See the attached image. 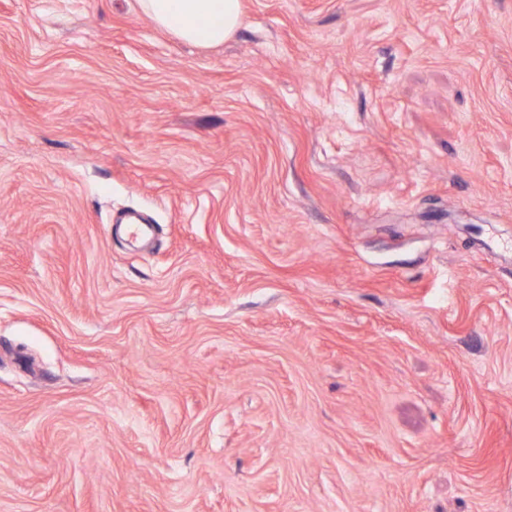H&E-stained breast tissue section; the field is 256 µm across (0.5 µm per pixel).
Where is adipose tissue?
<instances>
[{"instance_id": "obj_1", "label": "adipose tissue", "mask_w": 512, "mask_h": 512, "mask_svg": "<svg viewBox=\"0 0 512 512\" xmlns=\"http://www.w3.org/2000/svg\"><path fill=\"white\" fill-rule=\"evenodd\" d=\"M140 5L158 26L202 47L224 43L242 22L241 0H140Z\"/></svg>"}]
</instances>
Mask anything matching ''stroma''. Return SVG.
Here are the masks:
<instances>
[{"instance_id":"1","label":"stroma","mask_w":512,"mask_h":512,"mask_svg":"<svg viewBox=\"0 0 512 512\" xmlns=\"http://www.w3.org/2000/svg\"><path fill=\"white\" fill-rule=\"evenodd\" d=\"M241 2L0 0V512H512V0ZM140 5L158 26L202 47L224 43L242 22L240 0H140Z\"/></svg>"}]
</instances>
